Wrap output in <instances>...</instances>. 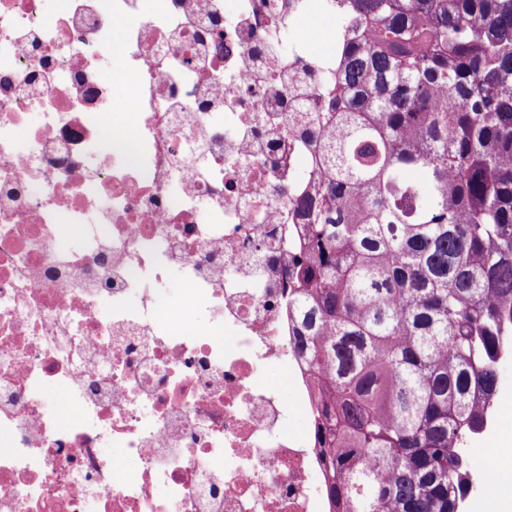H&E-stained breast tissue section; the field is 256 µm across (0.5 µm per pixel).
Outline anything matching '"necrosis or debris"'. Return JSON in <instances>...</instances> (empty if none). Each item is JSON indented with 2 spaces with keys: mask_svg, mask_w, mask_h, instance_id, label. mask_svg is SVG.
<instances>
[{
  "mask_svg": "<svg viewBox=\"0 0 512 512\" xmlns=\"http://www.w3.org/2000/svg\"><path fill=\"white\" fill-rule=\"evenodd\" d=\"M44 2L0 0V512H327L315 430L289 435L263 374L312 416L284 267L315 163L288 76L321 96L337 60L299 22L339 36L342 9Z\"/></svg>",
  "mask_w": 512,
  "mask_h": 512,
  "instance_id": "1",
  "label": "necrosis or debris"
}]
</instances>
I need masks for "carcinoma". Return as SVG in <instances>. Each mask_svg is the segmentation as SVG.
Returning a JSON list of instances; mask_svg holds the SVG:
<instances>
[{"label":"carcinoma","mask_w":512,"mask_h":512,"mask_svg":"<svg viewBox=\"0 0 512 512\" xmlns=\"http://www.w3.org/2000/svg\"><path fill=\"white\" fill-rule=\"evenodd\" d=\"M288 273L329 512H460L512 336V0H341Z\"/></svg>","instance_id":"obj_1"}]
</instances>
